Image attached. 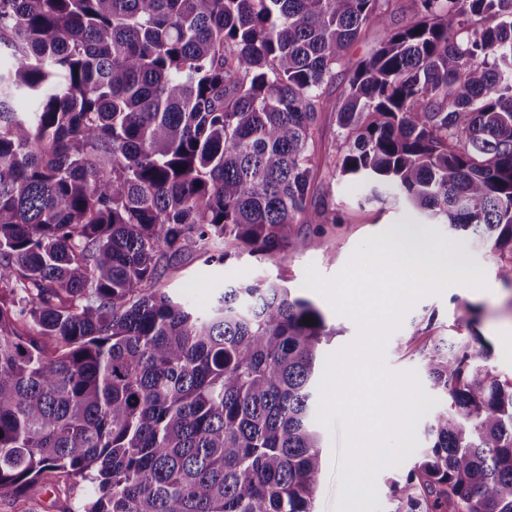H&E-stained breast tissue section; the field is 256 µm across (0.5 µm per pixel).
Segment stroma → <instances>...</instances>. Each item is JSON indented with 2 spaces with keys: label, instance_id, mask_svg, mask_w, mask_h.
I'll use <instances>...</instances> for the list:
<instances>
[{
  "label": "stroma",
  "instance_id": "1",
  "mask_svg": "<svg viewBox=\"0 0 512 512\" xmlns=\"http://www.w3.org/2000/svg\"><path fill=\"white\" fill-rule=\"evenodd\" d=\"M362 194L357 183L342 177L332 180L327 171H319L310 195L316 202L332 201L343 220L328 225L320 234L311 233L305 225H297V233L309 240L306 250L261 260L242 252L220 265H208L192 256L178 272L170 275L167 286L176 297L204 313L227 286L264 276L284 278L292 292L313 300L325 314L328 325L335 328V337L323 345L321 354L326 357L336 353L355 341L358 326L352 318L337 313L321 294L305 287L307 270H315L326 279L334 278L366 238L374 235L388 239L402 227L419 221L414 212L403 206L360 205ZM427 232L440 249L462 260L469 270L484 271L486 286L476 289L454 284L417 300L386 342L384 362L387 368L396 373L413 371L418 380H425L420 356L407 349L405 343L411 334L412 321L430 319L452 336H466L471 329H478L487 342L485 365L501 375L512 376V352L502 346L503 337L512 334V292L504 289L498 278L496 257L471 238L450 234L447 226L433 224L428 226ZM472 318L477 319V326H469ZM317 431L321 437L322 475L313 512H335L341 484L343 431L337 422L329 427L318 426Z\"/></svg>",
  "mask_w": 512,
  "mask_h": 512
}]
</instances>
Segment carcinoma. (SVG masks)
<instances>
[{"mask_svg":"<svg viewBox=\"0 0 512 512\" xmlns=\"http://www.w3.org/2000/svg\"><path fill=\"white\" fill-rule=\"evenodd\" d=\"M391 4L0 0V490L86 487L67 512H313L311 384L335 330L277 281L199 314L164 279L342 221L309 198L325 110L331 177L512 254V0H411L415 23L329 99ZM430 328L410 340L450 409L391 512H512V377L476 364L477 332ZM384 37L382 27L373 25L367 28L361 38L351 45L347 61L352 66L361 59L368 57L380 44Z\"/></svg>","mask_w":512,"mask_h":512,"instance_id":"carcinoma-1","label":"carcinoma"}]
</instances>
